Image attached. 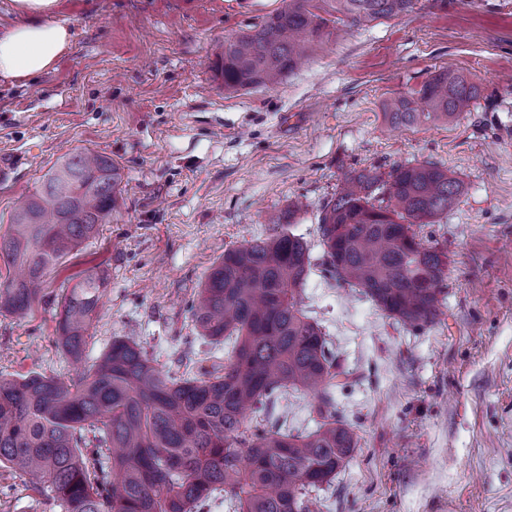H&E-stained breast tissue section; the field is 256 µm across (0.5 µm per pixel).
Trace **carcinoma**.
<instances>
[{"instance_id":"1","label":"carcinoma","mask_w":512,"mask_h":512,"mask_svg":"<svg viewBox=\"0 0 512 512\" xmlns=\"http://www.w3.org/2000/svg\"><path fill=\"white\" fill-rule=\"evenodd\" d=\"M416 0H283V6L228 38L215 70L224 90L280 84L328 41L329 18L349 25L413 11ZM480 95L448 70L384 104L393 129L448 121ZM121 181L112 159L63 155L15 211L0 236L12 273L0 311L26 317L45 301L42 285L63 256L110 223ZM462 183L430 162L347 173L323 205L322 273L361 292L401 327L419 330L439 315L448 250L417 240L414 226L454 209ZM288 205L268 233L224 250L187 304L201 346L224 345L210 370L166 368L136 341L115 336L75 379L31 371L0 376V464L28 477L60 512H318L329 486L358 448L336 412L348 372L320 323L299 308L312 270L310 247L293 233ZM107 277L90 273L62 289L55 346L79 362L101 307ZM290 394L309 396L308 431L271 422Z\"/></svg>"}]
</instances>
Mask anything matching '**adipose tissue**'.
<instances>
[{
  "label": "adipose tissue",
  "mask_w": 512,
  "mask_h": 512,
  "mask_svg": "<svg viewBox=\"0 0 512 512\" xmlns=\"http://www.w3.org/2000/svg\"><path fill=\"white\" fill-rule=\"evenodd\" d=\"M0 23V79L27 82L53 68L72 45L62 0H10Z\"/></svg>",
  "instance_id": "1"
}]
</instances>
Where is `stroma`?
I'll return each instance as SVG.
<instances>
[{
    "label": "stroma",
    "mask_w": 512,
    "mask_h": 512,
    "mask_svg": "<svg viewBox=\"0 0 512 512\" xmlns=\"http://www.w3.org/2000/svg\"><path fill=\"white\" fill-rule=\"evenodd\" d=\"M281 5L67 0L72 51L35 80H0V234L66 152L107 155L124 175L111 223L47 276L51 304L0 313V374L74 377L53 345L54 300L100 270L86 361L116 336L165 366L200 360L186 303L225 249L299 198L293 231L320 255L318 212L346 173L433 162L464 187L417 229L448 249L439 319L403 329L317 269L303 293L351 373L336 408L359 442L321 512H512V0H417L397 18L336 23L282 84L225 91V38ZM442 69L480 98L453 122L391 129L384 102ZM3 485L0 512H60L0 466Z\"/></svg>",
    "instance_id": "stroma-1"
}]
</instances>
